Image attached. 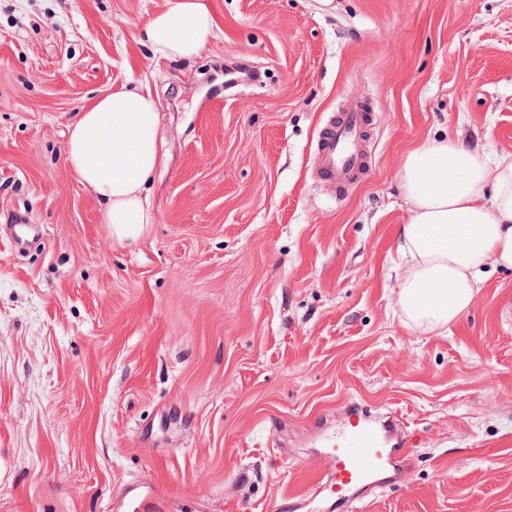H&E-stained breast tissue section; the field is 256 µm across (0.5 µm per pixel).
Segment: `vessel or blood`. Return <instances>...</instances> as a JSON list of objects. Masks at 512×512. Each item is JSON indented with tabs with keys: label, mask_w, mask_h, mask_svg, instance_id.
I'll list each match as a JSON object with an SVG mask.
<instances>
[{
	"label": "vessel or blood",
	"mask_w": 512,
	"mask_h": 512,
	"mask_svg": "<svg viewBox=\"0 0 512 512\" xmlns=\"http://www.w3.org/2000/svg\"><path fill=\"white\" fill-rule=\"evenodd\" d=\"M373 121L371 107L356 101L319 132L314 174L333 188L337 197L347 195L366 177L364 146ZM402 443V427L393 417L377 419L360 406H352L349 422L324 444L331 470L315 482L317 493L330 502L342 503L358 489L380 483L393 446ZM117 506L122 512H167L169 501L155 484L131 482L122 488Z\"/></svg>",
	"instance_id": "vessel-or-blood-1"
}]
</instances>
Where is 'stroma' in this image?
<instances>
[{
	"mask_svg": "<svg viewBox=\"0 0 512 512\" xmlns=\"http://www.w3.org/2000/svg\"><path fill=\"white\" fill-rule=\"evenodd\" d=\"M168 3L0 0V512H108L136 480L170 512H512V271L441 336L393 293L405 154L512 155V0H211L216 39L158 64L139 26ZM135 81L165 158L122 246L65 144ZM353 100L369 175L340 200L312 162ZM355 403L411 452L334 507L310 482Z\"/></svg>",
	"mask_w": 512,
	"mask_h": 512,
	"instance_id": "1",
	"label": "stroma"
}]
</instances>
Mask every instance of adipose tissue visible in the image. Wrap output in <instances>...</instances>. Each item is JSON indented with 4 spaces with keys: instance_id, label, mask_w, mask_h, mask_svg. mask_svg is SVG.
Returning a JSON list of instances; mask_svg holds the SVG:
<instances>
[{
    "instance_id": "ef3b65f1",
    "label": "adipose tissue",
    "mask_w": 512,
    "mask_h": 512,
    "mask_svg": "<svg viewBox=\"0 0 512 512\" xmlns=\"http://www.w3.org/2000/svg\"><path fill=\"white\" fill-rule=\"evenodd\" d=\"M210 0H170L141 27L165 61L190 62L216 36ZM160 112L133 85L95 99L69 129L65 160L102 207L113 241L133 243L154 223L150 189L165 156ZM408 219L399 225L396 307L408 326L444 333L471 308L489 269H512V157L491 162L439 136L409 152L398 172Z\"/></svg>"
}]
</instances>
